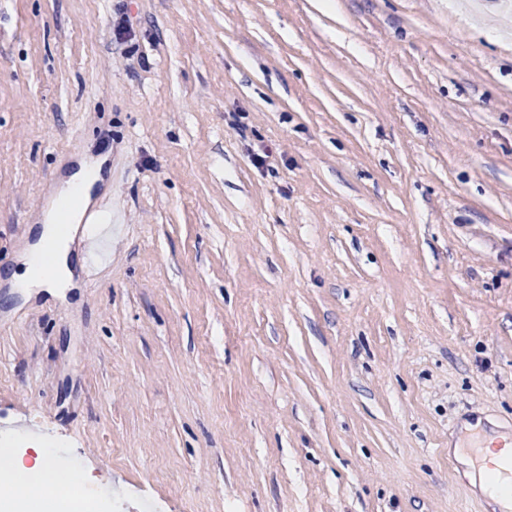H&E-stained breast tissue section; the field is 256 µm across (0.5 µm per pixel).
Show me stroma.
I'll return each instance as SVG.
<instances>
[{
	"instance_id": "obj_1",
	"label": "stroma",
	"mask_w": 512,
	"mask_h": 512,
	"mask_svg": "<svg viewBox=\"0 0 512 512\" xmlns=\"http://www.w3.org/2000/svg\"><path fill=\"white\" fill-rule=\"evenodd\" d=\"M331 2L0 0V445L93 512H493L512 14ZM100 147L75 288L11 293ZM478 484L481 493L498 505L501 512H508L512 509V488L500 490L490 481L485 469L478 468Z\"/></svg>"
}]
</instances>
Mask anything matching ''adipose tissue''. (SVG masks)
I'll return each mask as SVG.
<instances>
[{"label":"adipose tissue","instance_id":"obj_1","mask_svg":"<svg viewBox=\"0 0 512 512\" xmlns=\"http://www.w3.org/2000/svg\"><path fill=\"white\" fill-rule=\"evenodd\" d=\"M104 161L101 155L81 160L60 187L56 204L58 209H69L73 223H80L83 212L91 204L93 189L102 179ZM43 221L36 241L22 258L19 271L9 278L12 287L29 293H52L72 285L69 238L56 224V211L44 215ZM49 250L53 251L54 259L47 263L43 257ZM33 449L37 455L34 466L0 465V512H70L72 494L82 484L80 472L59 467L54 449L44 443H34ZM49 478L53 479L57 493L46 500L41 496V489Z\"/></svg>","mask_w":512,"mask_h":512}]
</instances>
